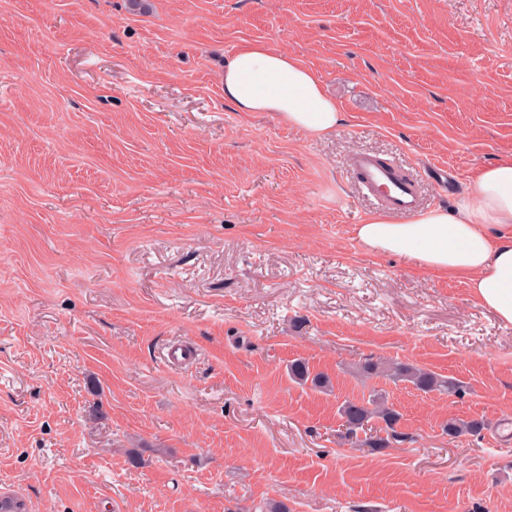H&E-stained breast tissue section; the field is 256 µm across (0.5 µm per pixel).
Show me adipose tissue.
<instances>
[{
    "label": "adipose tissue",
    "mask_w": 512,
    "mask_h": 512,
    "mask_svg": "<svg viewBox=\"0 0 512 512\" xmlns=\"http://www.w3.org/2000/svg\"><path fill=\"white\" fill-rule=\"evenodd\" d=\"M224 99L239 112H272L316 138L343 122L340 105L294 55L254 42L224 68ZM376 254H404L426 270L465 277L474 298L512 325V159L484 167L454 209L436 207L395 223L378 214L355 228Z\"/></svg>",
    "instance_id": "obj_1"
}]
</instances>
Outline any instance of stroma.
I'll return each instance as SVG.
<instances>
[{
    "instance_id": "obj_1",
    "label": "stroma",
    "mask_w": 512,
    "mask_h": 512,
    "mask_svg": "<svg viewBox=\"0 0 512 512\" xmlns=\"http://www.w3.org/2000/svg\"><path fill=\"white\" fill-rule=\"evenodd\" d=\"M256 41L316 73L336 133L225 103ZM358 153L418 174L426 210L512 157V0H0V499L512 512V325L356 240L379 211ZM369 358L460 389L361 377ZM376 393L409 442L346 439L340 405ZM451 417L484 427L452 439ZM290 376L299 383L305 384L310 380L315 388H324L329 384V379L325 375L318 373L312 375L308 365L301 360H296L289 365Z\"/></svg>"
}]
</instances>
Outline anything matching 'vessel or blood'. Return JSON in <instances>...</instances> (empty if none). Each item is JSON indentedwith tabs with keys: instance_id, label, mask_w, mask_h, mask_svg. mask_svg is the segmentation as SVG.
<instances>
[{
	"instance_id": "1",
	"label": "vessel or blood",
	"mask_w": 512,
	"mask_h": 512,
	"mask_svg": "<svg viewBox=\"0 0 512 512\" xmlns=\"http://www.w3.org/2000/svg\"><path fill=\"white\" fill-rule=\"evenodd\" d=\"M363 191L387 213L412 215L421 209L420 183L397 165L370 154L356 155L351 163Z\"/></svg>"
}]
</instances>
